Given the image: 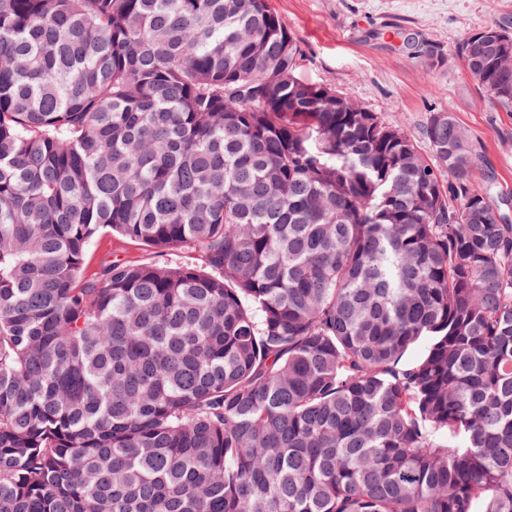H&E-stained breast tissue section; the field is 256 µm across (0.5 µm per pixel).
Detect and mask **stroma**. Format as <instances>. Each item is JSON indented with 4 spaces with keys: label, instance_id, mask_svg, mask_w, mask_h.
I'll use <instances>...</instances> for the list:
<instances>
[{
    "label": "stroma",
    "instance_id": "obj_1",
    "mask_svg": "<svg viewBox=\"0 0 512 512\" xmlns=\"http://www.w3.org/2000/svg\"><path fill=\"white\" fill-rule=\"evenodd\" d=\"M296 35L298 72L379 113L414 140L433 112L453 113L480 157L477 184L512 201V112L488 105L457 55L459 43L490 24L512 28V0H269ZM435 45L446 62L414 57L411 40ZM192 250L155 252L106 234L88 248L86 273L121 260L179 264Z\"/></svg>",
    "mask_w": 512,
    "mask_h": 512
}]
</instances>
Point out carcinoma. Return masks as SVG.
<instances>
[{"mask_svg":"<svg viewBox=\"0 0 512 512\" xmlns=\"http://www.w3.org/2000/svg\"><path fill=\"white\" fill-rule=\"evenodd\" d=\"M299 55L269 0H0V512H512V224L451 113L429 161ZM197 253L190 249H181L157 253L147 247L126 242L106 234L93 241L88 248L85 273L98 271L100 266L116 259L154 261L163 264H179L192 261Z\"/></svg>","mask_w":512,"mask_h":512,"instance_id":"obj_1","label":"carcinoma"}]
</instances>
